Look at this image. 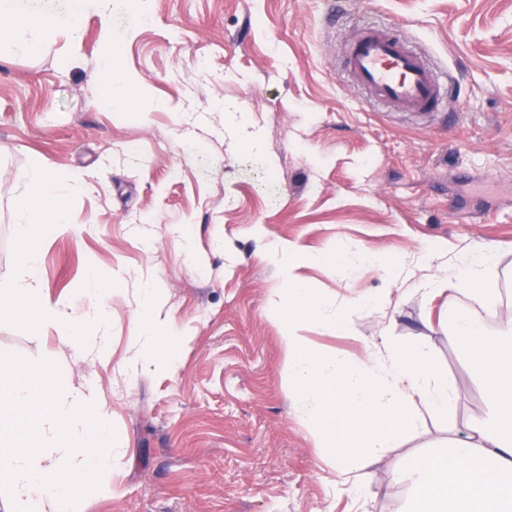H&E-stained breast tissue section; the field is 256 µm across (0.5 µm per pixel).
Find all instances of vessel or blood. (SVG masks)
Listing matches in <instances>:
<instances>
[{"mask_svg":"<svg viewBox=\"0 0 512 512\" xmlns=\"http://www.w3.org/2000/svg\"><path fill=\"white\" fill-rule=\"evenodd\" d=\"M347 63L354 82L392 110L435 112L446 98L443 71L389 30L371 28L358 34L348 46Z\"/></svg>","mask_w":512,"mask_h":512,"instance_id":"1","label":"vessel or blood"}]
</instances>
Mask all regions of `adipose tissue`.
Returning <instances> with one entry per match:
<instances>
[{
  "mask_svg": "<svg viewBox=\"0 0 512 512\" xmlns=\"http://www.w3.org/2000/svg\"><path fill=\"white\" fill-rule=\"evenodd\" d=\"M68 3L67 11L34 15L26 0H0V39L30 57L43 53L63 31L71 44H78L82 0ZM426 287L452 298L464 294L470 305L494 302L487 274L478 265L460 266L452 278L436 274ZM159 302L158 291L147 290L133 322L132 347L144 366L165 370L168 350L181 338L160 321ZM469 307L449 303V339L474 363L486 411L468 422L462 434H450L434 454L396 464L393 479L412 488L398 512H512V319L491 336Z\"/></svg>",
  "mask_w": 512,
  "mask_h": 512,
  "instance_id": "obj_1",
  "label": "adipose tissue"
}]
</instances>
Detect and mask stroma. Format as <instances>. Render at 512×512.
Segmentation results:
<instances>
[{"instance_id": "obj_1", "label": "stroma", "mask_w": 512, "mask_h": 512, "mask_svg": "<svg viewBox=\"0 0 512 512\" xmlns=\"http://www.w3.org/2000/svg\"><path fill=\"white\" fill-rule=\"evenodd\" d=\"M111 22L141 94L132 106L105 101L91 0L74 57L63 34L31 59L0 46V281L16 269L14 200L34 158L61 184L93 181L67 194L74 229L47 240L43 288L76 304L93 276L118 280L109 363L52 327L0 325V353H59L62 383L96 384L109 411V465L76 512H396L410 488L390 463L484 410L473 365L448 339V297L420 282L469 258L512 293V0H152L138 18L116 0ZM394 23L450 72L444 111L394 112L354 86L350 41ZM282 242L299 248L294 274L317 294L370 302L344 334L303 323L313 349L361 361L386 343L421 346L457 391L455 408H419L411 433L358 463L357 498L285 388L267 311ZM355 245L363 257L343 273L321 259ZM152 287L183 336L160 374L126 366Z\"/></svg>"}]
</instances>
